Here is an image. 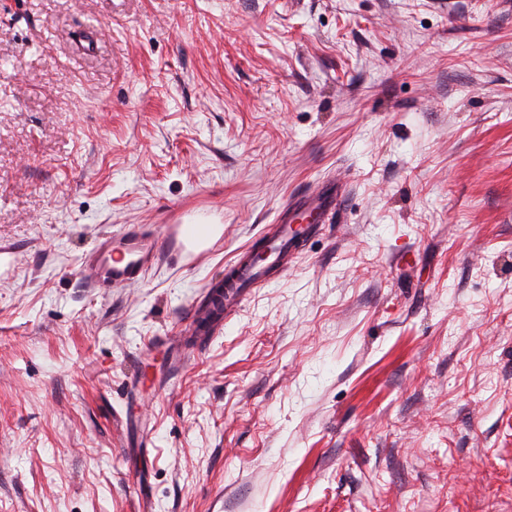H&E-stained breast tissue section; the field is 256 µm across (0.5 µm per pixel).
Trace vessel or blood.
Segmentation results:
<instances>
[{
	"label": "vessel or blood",
	"mask_w": 512,
	"mask_h": 512,
	"mask_svg": "<svg viewBox=\"0 0 512 512\" xmlns=\"http://www.w3.org/2000/svg\"><path fill=\"white\" fill-rule=\"evenodd\" d=\"M339 193L327 181L289 200L272 227L258 236L257 248H243L224 282L221 315L236 312L253 289L264 286L272 275L288 272L306 241L317 234L336 212ZM214 238L205 224H168L162 235L124 229L106 235L84 258L95 285L123 288L143 282L166 251L193 261Z\"/></svg>",
	"instance_id": "vessel-or-blood-1"
}]
</instances>
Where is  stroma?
<instances>
[{"label": "stroma", "mask_w": 512, "mask_h": 512, "mask_svg": "<svg viewBox=\"0 0 512 512\" xmlns=\"http://www.w3.org/2000/svg\"><path fill=\"white\" fill-rule=\"evenodd\" d=\"M188 209L194 265L95 287ZM1 244L0 512H512V0H0ZM339 197L335 183L327 181L289 200L277 222L238 253L228 274L232 277L228 280V275L224 277V287L223 280L212 285L211 288L218 285L224 288L220 315L213 323L236 312L245 297L254 288L264 286L273 274H286L304 243L334 216ZM301 217H310L312 221L298 224ZM255 252L262 254L260 260L253 259ZM223 288L216 289L223 291ZM215 224H166L160 236L138 229H124L100 239L84 258L98 288H123L143 282L161 254L177 252L190 263L208 249Z\"/></svg>", "instance_id": "35a3bbf8"}]
</instances>
